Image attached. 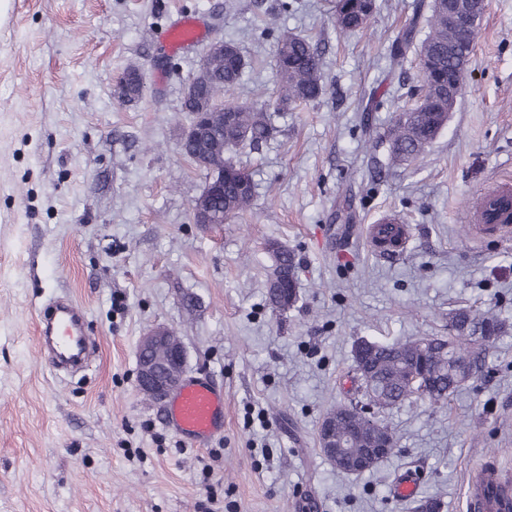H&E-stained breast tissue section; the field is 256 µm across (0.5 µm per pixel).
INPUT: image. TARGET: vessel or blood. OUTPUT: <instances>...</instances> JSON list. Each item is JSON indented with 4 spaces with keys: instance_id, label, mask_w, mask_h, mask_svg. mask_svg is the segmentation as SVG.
I'll return each instance as SVG.
<instances>
[{
    "instance_id": "b4317fda",
    "label": "vessel or blood",
    "mask_w": 512,
    "mask_h": 512,
    "mask_svg": "<svg viewBox=\"0 0 512 512\" xmlns=\"http://www.w3.org/2000/svg\"><path fill=\"white\" fill-rule=\"evenodd\" d=\"M171 50L197 44L202 39L199 22L183 17L164 34ZM473 230L480 236L512 237V189L499 186L487 192L476 211ZM40 353L52 368H77L89 364L95 342L86 328L84 311L57 302L40 313ZM169 428L191 445L208 444L224 431V390L205 378L185 380L174 393L167 413Z\"/></svg>"
}]
</instances>
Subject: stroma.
<instances>
[{"label": "stroma", "instance_id": "obj_1", "mask_svg": "<svg viewBox=\"0 0 512 512\" xmlns=\"http://www.w3.org/2000/svg\"><path fill=\"white\" fill-rule=\"evenodd\" d=\"M380 3L342 35L330 0H0V512H469L481 469L512 477V240L471 231L473 199L512 182V0H487L454 111L399 168L384 132L423 80L416 57L393 71L388 54L420 0ZM185 15L204 41L166 51ZM286 33L312 42L324 86L288 107ZM217 39L248 62L230 102L262 103L276 134L239 154L251 209L197 224L205 178L175 115ZM132 65L143 87L127 102L116 84ZM389 214L411 226L396 257L367 239ZM274 243L298 267L284 312L267 298ZM62 296L98 341L75 376L38 351L39 313ZM459 310L507 323L483 373L445 408L377 409L398 453L336 470L318 431L360 399L354 343L444 336ZM155 326L180 337L188 375L224 389V433L206 446L137 388V344Z\"/></svg>", "mask_w": 512, "mask_h": 512}]
</instances>
